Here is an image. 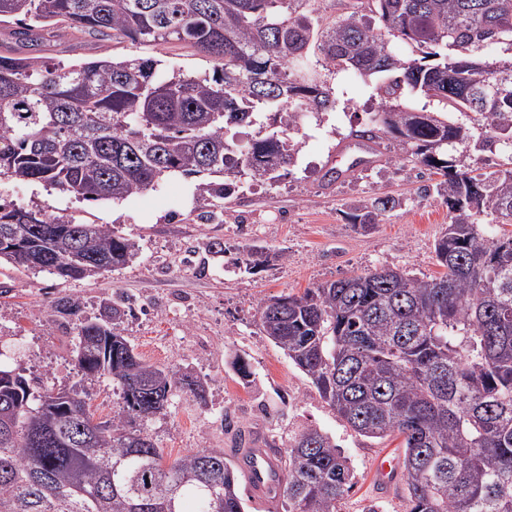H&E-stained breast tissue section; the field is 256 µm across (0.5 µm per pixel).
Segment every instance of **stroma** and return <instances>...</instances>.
I'll use <instances>...</instances> for the list:
<instances>
[{"label": "stroma", "mask_w": 512, "mask_h": 512, "mask_svg": "<svg viewBox=\"0 0 512 512\" xmlns=\"http://www.w3.org/2000/svg\"><path fill=\"white\" fill-rule=\"evenodd\" d=\"M143 52L187 74L209 67L180 43ZM36 53L69 64L102 55L122 59L131 48L119 39L77 33L43 42ZM374 85L352 70L336 74L339 105L302 117L294 133L301 149L290 175L272 184H238L222 218L208 223L199 216L213 205L193 176L173 175L157 189L119 202L79 201L38 183L0 178V198L15 206L105 224L139 245L131 264L94 278L16 272L9 288H0V363L46 389L81 385L102 416L112 417L121 405L117 388L107 378L80 380L70 347L74 322L54 312L52 303L67 294L78 301L81 317L97 318L113 293H123L135 307L123 334L141 358L191 368L207 381L205 401L179 392L167 414L145 421L165 455L220 448L230 458L244 446L284 449L302 426L314 425L332 437L354 471L341 512H365L374 502L382 512H406L401 492L380 490L375 471L378 456L396 453L399 439L378 442L351 430L254 322L264 299L374 267L437 274L434 241L448 222V208L433 190L439 174L401 160L396 141L387 136L377 141L371 163L353 164L358 144L349 133L370 127L377 109ZM385 194L396 198V207L369 230L353 227L350 209ZM215 240L223 242V253L210 252ZM247 251L259 252L260 266L236 265ZM235 354L251 364L250 385L229 367Z\"/></svg>", "instance_id": "stroma-1"}]
</instances>
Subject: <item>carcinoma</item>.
Listing matches in <instances>:
<instances>
[{
    "instance_id": "1",
    "label": "carcinoma",
    "mask_w": 512,
    "mask_h": 512,
    "mask_svg": "<svg viewBox=\"0 0 512 512\" xmlns=\"http://www.w3.org/2000/svg\"><path fill=\"white\" fill-rule=\"evenodd\" d=\"M19 41L92 32L133 46L171 41L212 62L204 73L169 72L151 56L64 64L0 54V175L79 200L120 201L171 174L207 175L202 196L224 200L241 176L280 177L298 154L284 134L305 113L331 112L328 77L353 69L379 79L374 128L401 159L443 172L448 224L434 243L442 272L418 278L379 267L300 294L262 301L255 322L355 432L402 439L407 512H512V168L466 162L472 138L448 112L475 115L481 150H509L512 59L478 52L512 47V0H0V26ZM405 44L399 54L394 45ZM450 108L403 104L409 94ZM257 127L246 151L234 131ZM391 196L353 221L373 224ZM27 242L0 263L63 280L100 276L137 258V242L106 224H82L0 202V235ZM55 312L76 316L67 295ZM132 311L77 319L73 348L84 380L110 377L122 411L93 422L82 388L41 391L0 368V512H246L239 470L224 449L167 459L140 423L167 412L176 392L204 398L205 382L144 361L123 335ZM231 367L252 376L240 355ZM279 496L285 512H339L354 478L348 458L315 426L292 440Z\"/></svg>"
}]
</instances>
